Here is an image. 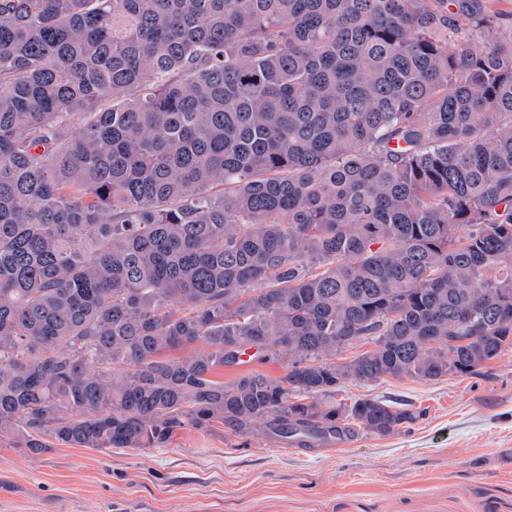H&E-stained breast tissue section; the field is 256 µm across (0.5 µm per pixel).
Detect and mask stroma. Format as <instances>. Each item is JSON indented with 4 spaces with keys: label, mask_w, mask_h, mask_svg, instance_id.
<instances>
[{
    "label": "stroma",
    "mask_w": 512,
    "mask_h": 512,
    "mask_svg": "<svg viewBox=\"0 0 512 512\" xmlns=\"http://www.w3.org/2000/svg\"><path fill=\"white\" fill-rule=\"evenodd\" d=\"M338 397L422 416L309 447L219 424L145 451L4 443L0 512H512V347L472 375L349 379Z\"/></svg>",
    "instance_id": "obj_1"
}]
</instances>
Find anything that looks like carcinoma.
<instances>
[{
	"label": "carcinoma",
	"instance_id": "carcinoma-1",
	"mask_svg": "<svg viewBox=\"0 0 512 512\" xmlns=\"http://www.w3.org/2000/svg\"><path fill=\"white\" fill-rule=\"evenodd\" d=\"M511 342L512 0H0V441L387 436L343 381ZM260 371L271 376H279L284 373L282 367L275 363L259 364L257 362L243 363L236 368H224L218 370L214 376L215 379L224 381V383H231L235 378L249 371Z\"/></svg>",
	"mask_w": 512,
	"mask_h": 512
}]
</instances>
